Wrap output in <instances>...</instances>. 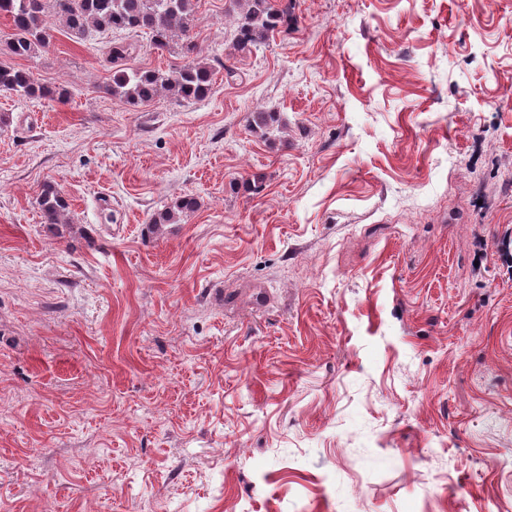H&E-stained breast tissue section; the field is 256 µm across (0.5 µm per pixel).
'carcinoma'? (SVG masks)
Returning a JSON list of instances; mask_svg holds the SVG:
<instances>
[{
	"label": "carcinoma",
	"mask_w": 512,
	"mask_h": 512,
	"mask_svg": "<svg viewBox=\"0 0 512 512\" xmlns=\"http://www.w3.org/2000/svg\"><path fill=\"white\" fill-rule=\"evenodd\" d=\"M235 48L251 51L268 33L288 23L290 4L278 9L271 0H244ZM0 13L13 23V37L7 43L11 54L31 57L49 48L54 28L60 26L77 39L89 31L125 30L151 34L153 45L165 48L180 33L189 35L194 21L193 0H0ZM137 51V45L114 42L108 47L107 62L112 67V83L108 90L131 106H137L166 93L179 100L206 97L212 86L214 65L196 57L189 63L172 68L137 69L126 66V60ZM0 89L25 98L53 95L27 70L0 65ZM38 204L45 224H60L68 209L61 192L52 184L43 186ZM196 207L192 198L177 201L172 208L154 219L156 224L171 221L175 214Z\"/></svg>",
	"instance_id": "obj_1"
}]
</instances>
